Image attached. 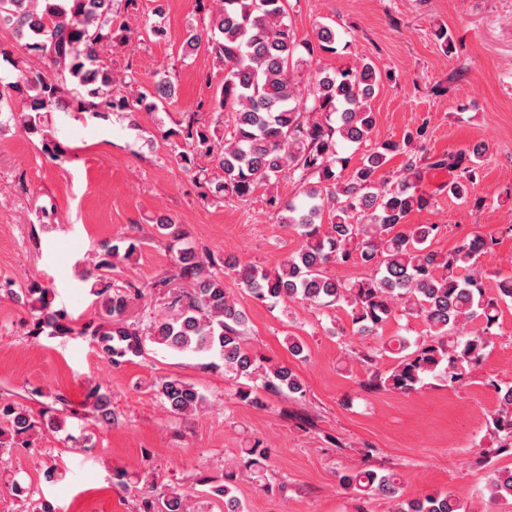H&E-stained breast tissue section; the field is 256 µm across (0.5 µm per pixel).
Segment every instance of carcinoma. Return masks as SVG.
Listing matches in <instances>:
<instances>
[{
    "instance_id": "cac0c4a2",
    "label": "carcinoma",
    "mask_w": 512,
    "mask_h": 512,
    "mask_svg": "<svg viewBox=\"0 0 512 512\" xmlns=\"http://www.w3.org/2000/svg\"><path fill=\"white\" fill-rule=\"evenodd\" d=\"M137 5V0H0V25L11 27L24 41V49L49 72L27 70L8 84L22 106L21 112H0V125L20 118L22 126L40 131L41 113L70 108L64 85L74 80L85 95L80 109L104 117L111 112H158L177 97V85L168 69L153 73L145 84L134 73L118 79L100 62L103 50L121 52L132 46L133 34L115 23V5ZM202 26L187 28L183 55L203 48L224 65V83L208 104L211 112L232 108L230 138L216 140L210 130L196 124V113L184 128L186 149L176 161L189 170L195 153L214 158L223 177L198 172L200 196L250 195L286 171L299 184L301 201L270 197L268 204L277 223L286 224L302 238L301 247L274 271L238 261H224L237 273L236 285L259 300L291 301L304 305L349 308L351 323L361 336H378L383 326L400 317L423 321L434 341L413 344L401 336L397 345L383 346L395 366L375 376V384L392 392L409 394L423 377H441L449 384L463 382L490 342L498 321V299H512V277L498 283L499 298H490L477 273L480 258L493 244L481 235H467L453 251L442 254L430 248L437 224H417L402 230L408 215L424 210L430 197L419 190L422 171L446 169L454 173L448 192L469 199L478 181L476 158L485 148L453 150L434 155L421 142L427 127L407 132L400 142L374 144L357 166L344 177L348 158L340 155L339 142L363 144L375 125L369 100L385 81L388 71L372 63L308 76L305 89L297 91L299 72L312 66L315 57L336 53L342 35L331 23L316 26L313 36L299 39L288 21V0H222L213 8L198 0ZM136 86V92L125 88ZM400 154L403 163L396 186L377 180L389 156ZM328 223H323V217ZM120 262L119 248L104 247L96 265L97 295L102 297V323L93 331L101 356L117 362L137 356L145 341L178 353L211 354L236 376L251 380L258 371L256 359L242 342L244 313L237 308L224 278L206 268L191 247L180 249L176 276L191 281L192 288L169 293L162 314L142 325L130 322L125 312L130 296L112 283L107 272ZM349 263L371 268L369 276L342 281L328 273L331 265ZM48 289L29 288L27 298L38 312L34 329L64 328L62 313L48 311ZM261 389L272 393L301 394V378L288 366L263 376ZM499 408L491 415L492 432L512 448V385L496 386ZM158 394L173 413L199 410L203 396L193 386L168 379ZM88 398L99 421H112V410L101 387ZM0 418L8 423L9 440L28 446L35 428H59L49 419L40 424L18 405L0 404ZM245 468L259 481L270 457L267 448H248ZM341 485L363 495L396 501L393 512H467L464 500L454 493L428 494L402 500L391 473L365 470L340 477ZM229 481L215 489L224 497L225 512H241L231 496ZM496 499L512 500V470L500 471L490 483ZM141 512H190L187 496L175 490L141 498Z\"/></svg>"
}]
</instances>
